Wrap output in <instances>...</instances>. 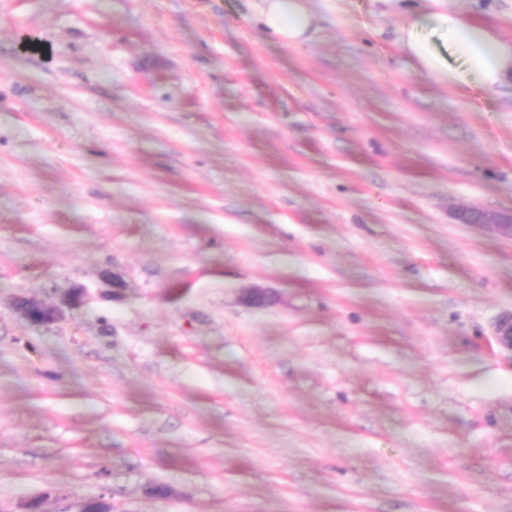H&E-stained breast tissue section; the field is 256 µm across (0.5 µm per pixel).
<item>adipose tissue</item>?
I'll return each mask as SVG.
<instances>
[{"mask_svg": "<svg viewBox=\"0 0 512 512\" xmlns=\"http://www.w3.org/2000/svg\"><path fill=\"white\" fill-rule=\"evenodd\" d=\"M429 3V16L410 13L400 33L403 49L412 58L418 75L484 91L512 80V41L503 40L491 23L467 21L449 11L448 0ZM261 19L272 35L288 44L305 41L314 22L305 0H264ZM425 19L429 20L435 39L420 35ZM443 44L448 46V53L440 52ZM452 53L458 56V63L449 61Z\"/></svg>", "mask_w": 512, "mask_h": 512, "instance_id": "ef3b65f1", "label": "adipose tissue"}]
</instances>
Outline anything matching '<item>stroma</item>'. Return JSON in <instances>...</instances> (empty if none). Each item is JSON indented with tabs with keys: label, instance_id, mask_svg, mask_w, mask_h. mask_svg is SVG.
<instances>
[{
	"label": "stroma",
	"instance_id": "1",
	"mask_svg": "<svg viewBox=\"0 0 512 512\" xmlns=\"http://www.w3.org/2000/svg\"><path fill=\"white\" fill-rule=\"evenodd\" d=\"M306 5L0 0V512H512V81ZM262 1V23L272 35L288 44H298L308 38L315 19L304 0ZM23 316L34 324H48L62 315L60 305H46L34 299H23L18 303Z\"/></svg>",
	"mask_w": 512,
	"mask_h": 512
}]
</instances>
